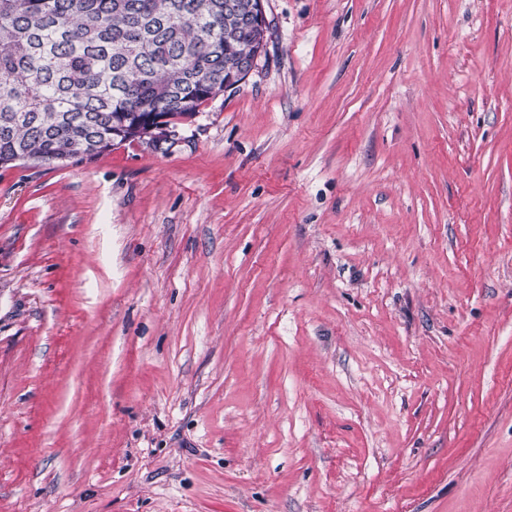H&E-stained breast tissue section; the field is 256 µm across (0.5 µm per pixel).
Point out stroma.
I'll return each instance as SVG.
<instances>
[{
	"label": "stroma",
	"instance_id": "stroma-1",
	"mask_svg": "<svg viewBox=\"0 0 512 512\" xmlns=\"http://www.w3.org/2000/svg\"><path fill=\"white\" fill-rule=\"evenodd\" d=\"M250 74L0 169V512H512V0H266Z\"/></svg>",
	"mask_w": 512,
	"mask_h": 512
}]
</instances>
